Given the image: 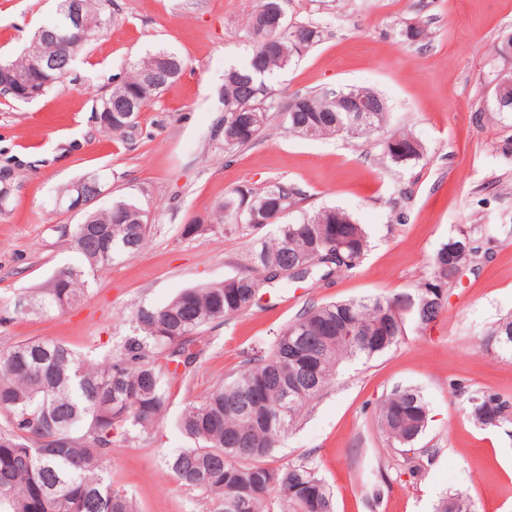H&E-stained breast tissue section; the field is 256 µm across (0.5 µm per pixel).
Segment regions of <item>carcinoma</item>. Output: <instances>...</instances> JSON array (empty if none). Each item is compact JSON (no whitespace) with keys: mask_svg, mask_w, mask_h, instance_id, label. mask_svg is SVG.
<instances>
[{"mask_svg":"<svg viewBox=\"0 0 512 512\" xmlns=\"http://www.w3.org/2000/svg\"><path fill=\"white\" fill-rule=\"evenodd\" d=\"M69 0H56L55 21L44 29L64 32ZM307 34L303 51L315 47L323 29L300 23ZM247 37L251 53L245 65L224 76V148H243L264 134L276 118L288 132L302 138L344 135L369 140L384 133L390 115L384 99L371 89L345 87L320 93L301 92L281 107L274 95V75L300 53L291 29H263L252 18ZM43 53L59 60L57 68L38 84L41 93L61 83L83 50L63 54L52 41ZM161 71L162 85L175 82L183 69L177 56L158 51L134 73L101 98L106 104L130 103L139 113L147 101L134 97L142 74ZM356 94L372 113L367 123H354L355 113L336 111V98ZM512 103V73L495 78L493 100ZM251 107L257 123L241 135L240 115L232 109ZM383 160L403 166L423 157L424 147L412 134L394 132L380 141ZM304 196L296 184L279 181L261 190L235 188L224 197L219 218L224 232L255 228L248 209L266 206L284 214ZM146 211L131 197L119 196L105 207H89L83 223L70 230V241L85 266L55 275L29 302L39 312L62 313L80 301L85 269L105 267L139 252L150 224ZM495 241L488 224H473L448 237L430 262V276L416 289L411 307L391 295L313 304L282 326L268 350L248 357L241 368L221 381L197 404L188 406L179 422L189 446L168 457L176 482L206 495L214 512H233L231 500L244 502L242 512H334L333 493L315 466L308 463L268 467L262 459L273 454L281 438L293 431L310 404L336 378L347 359H370L396 346L410 321L425 329L448 306V288L459 268L472 266L491 252ZM462 243L466 250L449 251ZM369 247L363 225L336 207H323L295 222L276 225L273 237L251 248V271L219 284L186 288L161 307L135 310L133 335L119 354L101 362L85 361L65 344L33 338L0 351V512H136L128 496L112 489L107 457L112 431L147 432L165 410L170 367L189 370L198 352L200 332L208 324L226 322L257 304L259 293L277 279L333 281L354 269ZM490 338L512 356V316L499 319ZM304 348L315 360L322 380L303 395L286 398L282 382L298 368L292 348ZM165 369L156 366L158 357ZM467 394L466 413L484 427L512 424V397L459 385ZM376 424L387 447L408 458L424 434L428 404L411 386L392 388L376 407ZM436 512H476L464 491L443 498Z\"/></svg>","mask_w":512,"mask_h":512,"instance_id":"cac0c4a2","label":"carcinoma"}]
</instances>
